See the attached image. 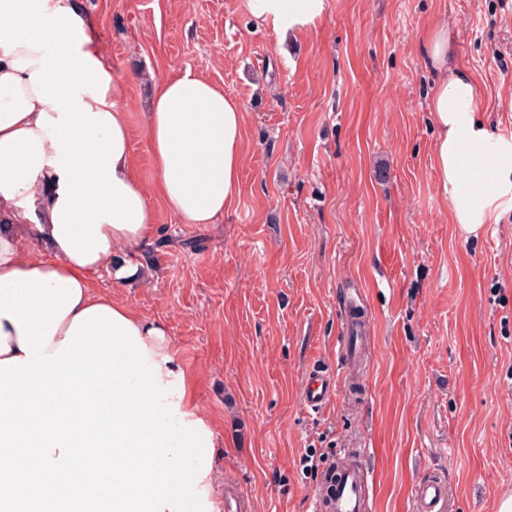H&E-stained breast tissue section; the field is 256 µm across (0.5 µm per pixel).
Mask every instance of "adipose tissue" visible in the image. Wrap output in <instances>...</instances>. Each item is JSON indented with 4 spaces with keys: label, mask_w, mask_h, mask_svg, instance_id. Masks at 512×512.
I'll return each instance as SVG.
<instances>
[{
    "label": "adipose tissue",
    "mask_w": 512,
    "mask_h": 512,
    "mask_svg": "<svg viewBox=\"0 0 512 512\" xmlns=\"http://www.w3.org/2000/svg\"><path fill=\"white\" fill-rule=\"evenodd\" d=\"M324 0H247L251 16L279 39L312 25ZM66 47L55 55L54 45ZM438 79L429 109L437 129L432 167L461 231L478 234L505 188L512 186V143L493 142L477 113L480 88L454 59L447 25L423 40ZM123 80L99 54L92 25L52 0H0V209L38 199L37 236L21 249L0 234V277L19 271L76 280L81 297L60 322L57 351L74 317L108 307L131 322L158 364L162 383L183 368L164 325L94 291L91 276L115 269L127 253L149 245L157 214L135 176ZM145 127L156 190L189 224H215L239 194L244 110L233 97L192 70L155 90Z\"/></svg>",
    "instance_id": "adipose-tissue-1"
}]
</instances>
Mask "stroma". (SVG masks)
<instances>
[{"label":"stroma","mask_w":512,"mask_h":512,"mask_svg":"<svg viewBox=\"0 0 512 512\" xmlns=\"http://www.w3.org/2000/svg\"><path fill=\"white\" fill-rule=\"evenodd\" d=\"M126 83L137 178L159 231L145 274L96 291L162 322L246 512H312L352 455L369 512H416L424 477L445 512H498L512 494V191L478 235L450 219L432 169L436 85L425 31L448 25L478 110L512 142V0H324L286 41L245 0H64ZM245 112L240 192L216 224L183 223L155 192L143 114L184 69ZM364 313L347 368L348 310ZM334 374L320 411L312 366ZM334 389L335 384L330 374L320 371L310 372L307 374L304 383V405L313 411L323 409L331 400ZM447 490L445 484L433 477L421 479L415 487L418 512H444Z\"/></svg>","instance_id":"stroma-1"}]
</instances>
